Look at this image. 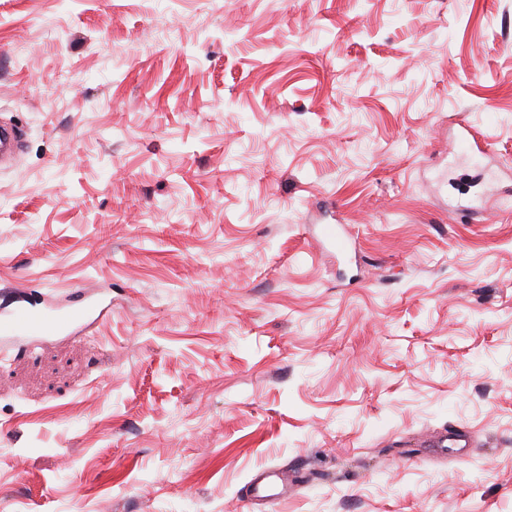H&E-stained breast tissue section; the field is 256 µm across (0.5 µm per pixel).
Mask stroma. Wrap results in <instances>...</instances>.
Listing matches in <instances>:
<instances>
[{"mask_svg": "<svg viewBox=\"0 0 512 512\" xmlns=\"http://www.w3.org/2000/svg\"><path fill=\"white\" fill-rule=\"evenodd\" d=\"M3 122L0 288L112 312L0 512H512V0H0Z\"/></svg>", "mask_w": 512, "mask_h": 512, "instance_id": "obj_1", "label": "stroma"}]
</instances>
